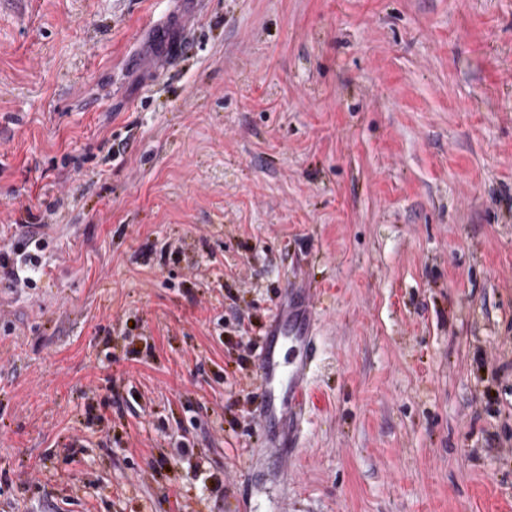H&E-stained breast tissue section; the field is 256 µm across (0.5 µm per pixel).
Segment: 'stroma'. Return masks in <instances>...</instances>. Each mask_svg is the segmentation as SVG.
Here are the masks:
<instances>
[{"label":"stroma","instance_id":"1","mask_svg":"<svg viewBox=\"0 0 512 512\" xmlns=\"http://www.w3.org/2000/svg\"><path fill=\"white\" fill-rule=\"evenodd\" d=\"M42 214L0 512H512V0H0V245ZM288 329L295 333L294 336L300 343L310 346L313 350L315 341L314 332V316L312 306L308 302L305 308V316L299 319L288 311V316L281 317L277 320L274 329L271 331V337H267L255 348V357L258 371L262 380L269 384L273 382L279 373V363L275 352V339L282 332ZM308 362L294 371L288 384V454L292 452L293 436L301 429L310 398Z\"/></svg>","mask_w":512,"mask_h":512}]
</instances>
